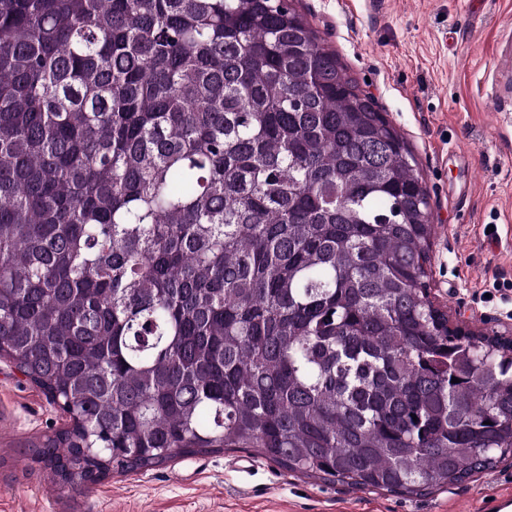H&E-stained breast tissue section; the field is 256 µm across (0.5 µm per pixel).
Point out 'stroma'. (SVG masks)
<instances>
[{
  "mask_svg": "<svg viewBox=\"0 0 512 512\" xmlns=\"http://www.w3.org/2000/svg\"><path fill=\"white\" fill-rule=\"evenodd\" d=\"M407 139L430 197L429 292L451 324L512 337V0H294ZM66 415L0 358V512H505L512 459L421 496L296 475L235 449L93 484L39 460Z\"/></svg>",
  "mask_w": 512,
  "mask_h": 512,
  "instance_id": "35a3bbf8",
  "label": "stroma"
}]
</instances>
